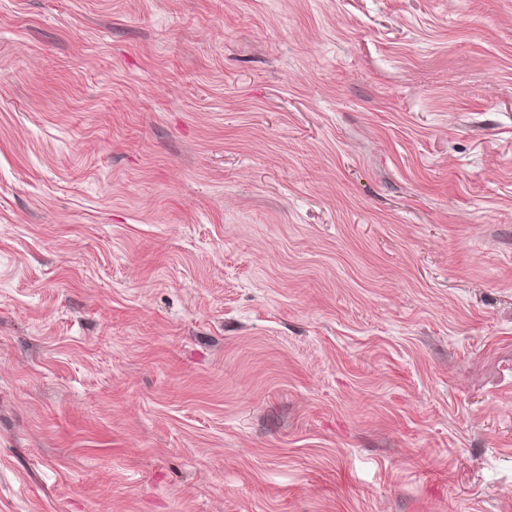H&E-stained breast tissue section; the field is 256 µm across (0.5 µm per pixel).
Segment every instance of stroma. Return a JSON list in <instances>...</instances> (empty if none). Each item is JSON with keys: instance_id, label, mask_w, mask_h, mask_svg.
<instances>
[{"instance_id": "stroma-1", "label": "stroma", "mask_w": 512, "mask_h": 512, "mask_svg": "<svg viewBox=\"0 0 512 512\" xmlns=\"http://www.w3.org/2000/svg\"><path fill=\"white\" fill-rule=\"evenodd\" d=\"M0 512H512V0H0Z\"/></svg>"}]
</instances>
